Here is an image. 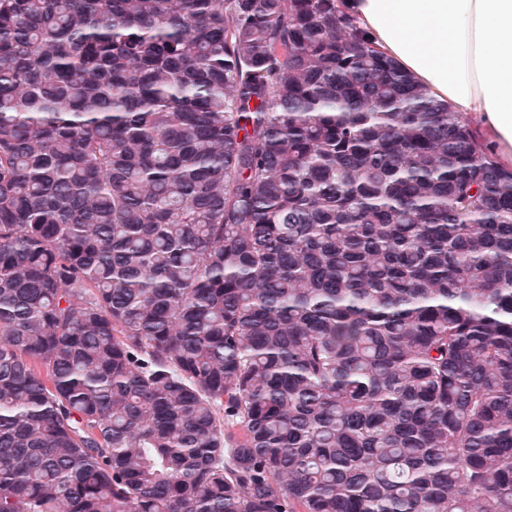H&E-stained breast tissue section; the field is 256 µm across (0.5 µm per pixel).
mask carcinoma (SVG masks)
Returning a JSON list of instances; mask_svg holds the SVG:
<instances>
[{
    "instance_id": "carcinoma-1",
    "label": "carcinoma",
    "mask_w": 512,
    "mask_h": 512,
    "mask_svg": "<svg viewBox=\"0 0 512 512\" xmlns=\"http://www.w3.org/2000/svg\"><path fill=\"white\" fill-rule=\"evenodd\" d=\"M341 0H0V512H512V168Z\"/></svg>"
}]
</instances>
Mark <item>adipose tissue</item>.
<instances>
[{
	"label": "adipose tissue",
	"instance_id": "1",
	"mask_svg": "<svg viewBox=\"0 0 512 512\" xmlns=\"http://www.w3.org/2000/svg\"><path fill=\"white\" fill-rule=\"evenodd\" d=\"M385 56L452 111L474 119L512 166V0H343Z\"/></svg>",
	"mask_w": 512,
	"mask_h": 512
}]
</instances>
